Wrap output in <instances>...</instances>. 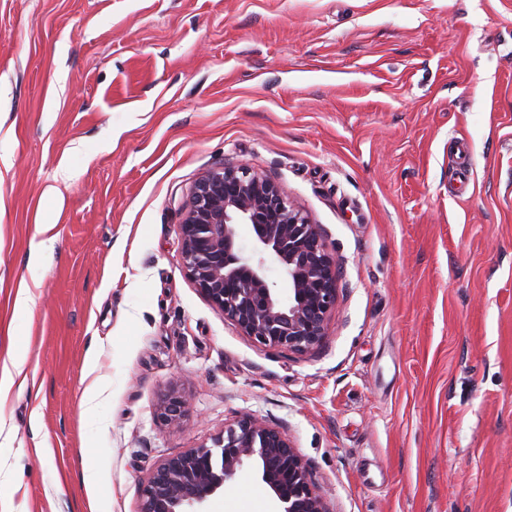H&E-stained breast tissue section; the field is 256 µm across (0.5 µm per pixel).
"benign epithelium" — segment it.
<instances>
[{
    "label": "benign epithelium",
    "instance_id": "benign-epithelium-1",
    "mask_svg": "<svg viewBox=\"0 0 512 512\" xmlns=\"http://www.w3.org/2000/svg\"><path fill=\"white\" fill-rule=\"evenodd\" d=\"M249 224L255 247L237 246V226ZM182 265L200 295L254 343L303 354L325 336L336 305L338 264L308 212L266 174L233 165L196 181L179 225ZM284 273L287 297L266 278L268 264ZM193 412L179 388L156 407L160 424L179 429ZM271 489L276 512H327L309 468L290 436L255 416L239 415L202 444L158 463L144 479L139 512H204L244 464Z\"/></svg>",
    "mask_w": 512,
    "mask_h": 512
}]
</instances>
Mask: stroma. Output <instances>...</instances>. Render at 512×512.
Listing matches in <instances>:
<instances>
[{
    "mask_svg": "<svg viewBox=\"0 0 512 512\" xmlns=\"http://www.w3.org/2000/svg\"><path fill=\"white\" fill-rule=\"evenodd\" d=\"M226 164L338 262L309 353L253 343L182 266V204ZM12 344L0 512H138L158 463L243 412L290 435L328 512H512V0H0ZM207 509L276 502L246 467ZM27 358V350L16 347L5 358L0 367V400L5 399L14 383L15 375L20 374ZM193 412L192 399L189 394L179 388L166 390L156 407V417L160 424L179 429Z\"/></svg>",
    "mask_w": 512,
    "mask_h": 512,
    "instance_id": "35a3bbf8",
    "label": "stroma"
}]
</instances>
